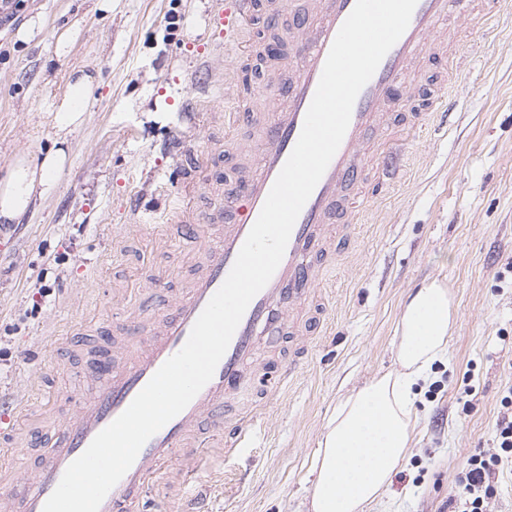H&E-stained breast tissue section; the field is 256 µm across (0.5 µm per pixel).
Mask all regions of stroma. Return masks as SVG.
I'll use <instances>...</instances> for the list:
<instances>
[{
    "label": "stroma",
    "instance_id": "35a3bbf8",
    "mask_svg": "<svg viewBox=\"0 0 512 512\" xmlns=\"http://www.w3.org/2000/svg\"><path fill=\"white\" fill-rule=\"evenodd\" d=\"M96 2L28 0L21 21L37 18L42 28L27 42L17 27H0L8 45L0 58V174L18 156L53 146L54 104L74 70L100 82L84 125L67 140L70 163L55 193L0 227V417L19 397L56 396L30 419L23 450L0 451V470L22 454L44 455L41 434L91 395V352L121 341L113 291L150 306L175 295L200 262L180 231L125 226L135 209L161 207L187 173L169 141L191 131L183 102L218 38L213 0H112L108 14ZM71 24L78 35L58 54L55 33ZM451 26L463 61L456 83L429 66L426 94L414 101L425 110L441 90L449 111L418 129L411 113H391L404 137L400 177L369 152L363 184L340 200L335 221L353 233L326 273L308 351L296 355L286 335L278 358L256 365L261 391L278 364L293 360L297 369L253 446L232 459L210 449L206 498L197 496L199 483L173 474L155 500L189 502L193 512H308L310 464L328 418L342 396L394 370L403 302L435 279L452 295L454 326L414 387L411 445L367 512H448L470 458L495 453L501 399L512 387V0H498L486 24L458 18ZM194 134L210 154V177L238 189L242 131L206 123ZM165 270L176 280L153 286Z\"/></svg>",
    "mask_w": 512,
    "mask_h": 512
}]
</instances>
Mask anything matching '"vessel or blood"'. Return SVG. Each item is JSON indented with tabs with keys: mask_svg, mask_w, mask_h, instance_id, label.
I'll list each match as a JSON object with an SVG mask.
<instances>
[{
	"mask_svg": "<svg viewBox=\"0 0 512 512\" xmlns=\"http://www.w3.org/2000/svg\"><path fill=\"white\" fill-rule=\"evenodd\" d=\"M487 0H418L410 24L362 88L353 106L345 137L322 179L304 205L293 227L283 259L273 277L249 304L213 378L175 418L153 435L141 449L132 467L103 500L99 512H142L156 477L164 475L181 451L203 455L212 440H220L225 457L237 456L247 447L265 413L252 406L235 414L227 409L253 382L254 366L261 348L272 346L286 330L301 333L302 309L317 305L322 275L336 255V241L327 224L335 215L342 192L364 179V158L371 134L392 140L394 132L385 119L389 110L403 111L420 92L422 82L414 76L416 64L435 61L447 64L439 41L449 17L483 19ZM356 0H287L292 16L288 39L253 101H237L234 110H212L201 93L216 88L225 95L235 92L232 62L206 64L194 77L188 96L190 109L207 113L209 120L232 128L254 101L268 104L257 114L258 140L252 148L260 156L257 172L247 173L238 194H213L209 212L197 202L206 183L202 154L190 152L191 173L177 197L169 199L162 223L195 234L205 255L203 268L187 288L171 302L154 309L124 308L121 317L130 339L126 358L118 365L99 362L87 378L96 391L79 401L73 414L49 436L46 458L22 460L9 484L0 488V512H43L49 496L67 466L78 458L93 438L131 403L158 368L186 343L190 331L228 276L266 197L302 131L307 109L318 85L331 45ZM256 8L254 0H227L218 14L219 36L225 52L246 54L255 45L246 41L245 30ZM155 313L161 328L138 340L134 332L142 319Z\"/></svg>",
	"mask_w": 512,
	"mask_h": 512,
	"instance_id": "obj_1",
	"label": "vessel or blood"
}]
</instances>
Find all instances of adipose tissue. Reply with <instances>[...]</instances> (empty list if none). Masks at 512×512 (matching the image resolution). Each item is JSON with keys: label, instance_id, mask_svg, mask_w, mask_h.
<instances>
[{"label": "adipose tissue", "instance_id": "adipose-tissue-1", "mask_svg": "<svg viewBox=\"0 0 512 512\" xmlns=\"http://www.w3.org/2000/svg\"><path fill=\"white\" fill-rule=\"evenodd\" d=\"M98 84L73 74L55 105L59 147L38 157L20 156L0 179V221L13 223L36 199L54 193L68 165L62 143L80 129ZM453 302L436 281L410 294L395 345L397 371L374 379L342 398L328 419L315 452L310 512H362L376 501L402 462L415 426L413 387L446 349Z\"/></svg>", "mask_w": 512, "mask_h": 512}]
</instances>
